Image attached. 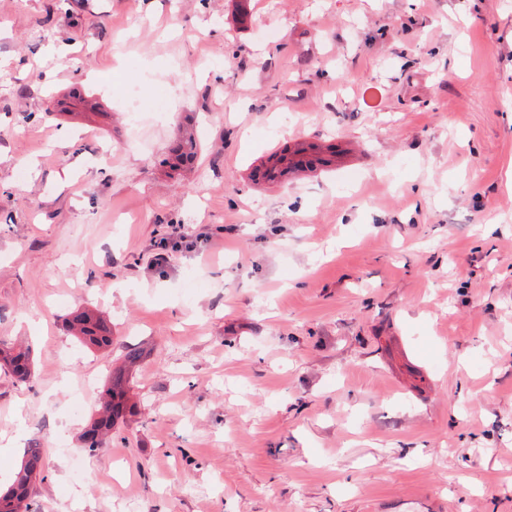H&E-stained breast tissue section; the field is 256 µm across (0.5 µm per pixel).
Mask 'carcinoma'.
Masks as SVG:
<instances>
[{
  "instance_id": "carcinoma-1",
  "label": "carcinoma",
  "mask_w": 512,
  "mask_h": 512,
  "mask_svg": "<svg viewBox=\"0 0 512 512\" xmlns=\"http://www.w3.org/2000/svg\"><path fill=\"white\" fill-rule=\"evenodd\" d=\"M69 331L86 346L105 348L112 344V330L104 316L92 310H81L68 318ZM143 357L141 348H126L123 365L107 377L100 397L99 414L95 415L82 435L85 451L94 456L100 453L112 429L130 410L129 372ZM0 367L15 381L28 383L32 377L33 358L29 348H16L0 338ZM43 449L25 451L12 485L0 491V512H27L31 489L42 472Z\"/></svg>"
}]
</instances>
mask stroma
<instances>
[{
    "label": "stroma",
    "instance_id": "1",
    "mask_svg": "<svg viewBox=\"0 0 512 512\" xmlns=\"http://www.w3.org/2000/svg\"><path fill=\"white\" fill-rule=\"evenodd\" d=\"M0 337L30 512H512V0H0ZM69 331L86 346L105 348L112 344V330L104 316L81 310L68 318ZM0 367L7 371L15 381L29 383L33 371L31 350L28 347L16 348L0 338ZM142 357L140 347H127L123 365L113 369L108 375L100 397L99 414L92 418L82 435V443L88 455L94 456L103 450L107 436L129 412V372ZM91 435L96 441H90Z\"/></svg>",
    "mask_w": 512,
    "mask_h": 512
}]
</instances>
